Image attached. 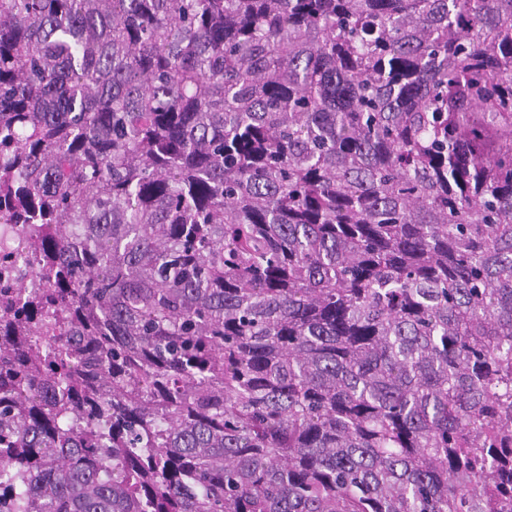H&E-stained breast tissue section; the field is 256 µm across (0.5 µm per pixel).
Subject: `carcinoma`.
<instances>
[{"label": "carcinoma", "instance_id": "carcinoma-1", "mask_svg": "<svg viewBox=\"0 0 512 512\" xmlns=\"http://www.w3.org/2000/svg\"><path fill=\"white\" fill-rule=\"evenodd\" d=\"M0 512H512V0H0Z\"/></svg>", "mask_w": 512, "mask_h": 512}]
</instances>
